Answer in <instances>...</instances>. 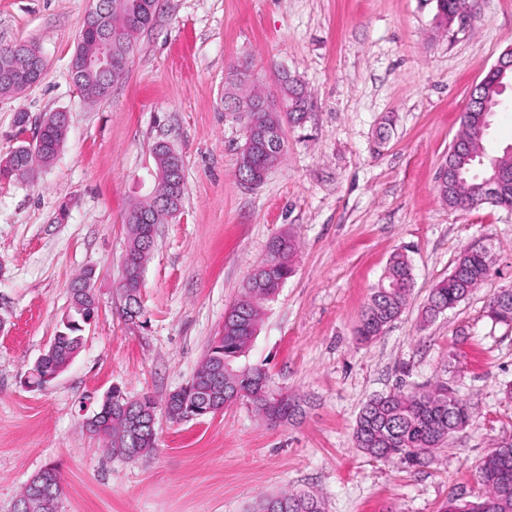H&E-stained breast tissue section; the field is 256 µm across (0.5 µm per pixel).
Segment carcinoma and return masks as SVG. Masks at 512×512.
Returning <instances> with one entry per match:
<instances>
[{
    "instance_id": "1",
    "label": "carcinoma",
    "mask_w": 512,
    "mask_h": 512,
    "mask_svg": "<svg viewBox=\"0 0 512 512\" xmlns=\"http://www.w3.org/2000/svg\"><path fill=\"white\" fill-rule=\"evenodd\" d=\"M111 19H102V25L112 24L119 31L112 38V58L119 63L112 80L97 74H85L74 79V85L87 100L107 97L111 82L124 73L134 51L137 35L148 26L158 9L159 0H106ZM92 20L84 21L74 48L71 66H77L81 57L96 50L90 30ZM34 44L17 43L0 46V96L18 94L30 87L18 82L9 72L11 63L27 57ZM249 65L238 64L229 72L231 91L226 93V109L243 108L239 119L245 128L244 147L263 164L275 165L282 151H266L265 135L284 125L301 127L307 122L314 103L300 81L283 71L278 97L273 99L258 94L254 83L246 77ZM512 87V75L499 77L487 72L483 86L472 93L461 118L460 134L464 138L462 152L448 155L445 164L458 169V180L437 182L436 189L442 201L452 210L472 209L471 199L479 186L490 175L487 163L493 161L500 171L512 174V150L490 151L488 137L493 120L501 106L502 86ZM42 145L39 165H50L57 157L66 132L55 121L41 125ZM28 142H23L8 157L0 160V181L11 182L33 175L29 167ZM156 169L173 173V181L158 187L155 194L133 205L126 217V265L122 272L121 297L125 298L122 316L125 322L140 320L142 311L136 297L143 285L144 265L154 244V213L158 198H164L170 211L181 209L185 194L182 160L170 145L153 146ZM484 203L512 208V180L502 187L500 194L488 197ZM298 243L295 236L282 232L270 243L266 258L253 270L243 285L239 297L224 315V330L213 341L191 381L171 400L186 397L191 402L205 401L229 407L239 401L250 402L270 423L288 420L298 410L296 402L282 396H272L271 379L267 371L243 362L249 345L257 335L261 319V304L273 299L293 273V258ZM490 265L486 251L466 248L458 256L448 277L439 281L430 292L424 309L425 318L433 319L455 308L489 278ZM92 272L75 278L70 285V312L56 332L52 353L38 368H31L30 384L43 387V377L70 360L82 344V327L97 309L96 294L87 287ZM414 288V274L407 253L398 251L390 257L384 275L373 289L369 302L360 315L356 329L358 339L368 343L380 336L385 328L401 314ZM486 315L496 323L512 324V289L492 294ZM469 419L468 405L448 387L403 392L401 390L369 398L361 408L354 427V440L360 450L377 460H399L412 466H423L433 452L445 445L455 427ZM127 422L119 411L107 410L88 431L103 439L105 450L123 453L128 447ZM476 480L481 494L473 501L470 512H512V457L504 460L498 455H486L476 467ZM63 494L60 474L53 478V496L46 501H30L28 512H58ZM255 512H323L320 500L304 491H288L262 498Z\"/></svg>"
}]
</instances>
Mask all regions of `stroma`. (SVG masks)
<instances>
[{"mask_svg": "<svg viewBox=\"0 0 512 512\" xmlns=\"http://www.w3.org/2000/svg\"><path fill=\"white\" fill-rule=\"evenodd\" d=\"M92 0H0V44H37L40 83L0 96V157L58 110L69 114L56 161L0 183V512L45 467L62 476L59 512H249L283 491L317 494L325 512H439L475 497L476 467L512 439V326L485 315L512 289V211H454L437 176L471 90L512 47V0H470L464 30L440 26L436 0H160L125 75L89 102L70 62ZM251 64L275 90L280 70L315 110L284 133L265 182L237 178L245 129L224 109L228 69ZM386 142H379V133ZM179 152L186 193L156 228L137 326L118 282L130 206L153 194L152 145ZM299 242L294 272L265 303L247 362L263 366L300 413L272 425L248 401L184 421L158 414L156 446L126 459L83 428L105 395L156 402L184 387L270 241ZM409 248L412 297L369 343L355 329L393 252ZM467 247L491 255L488 281L456 308L422 319L431 288ZM97 275V310L70 367L25 385L69 307V284ZM443 384L470 422L425 466L356 447L373 395Z\"/></svg>", "mask_w": 512, "mask_h": 512, "instance_id": "35a3bbf8", "label": "stroma"}]
</instances>
